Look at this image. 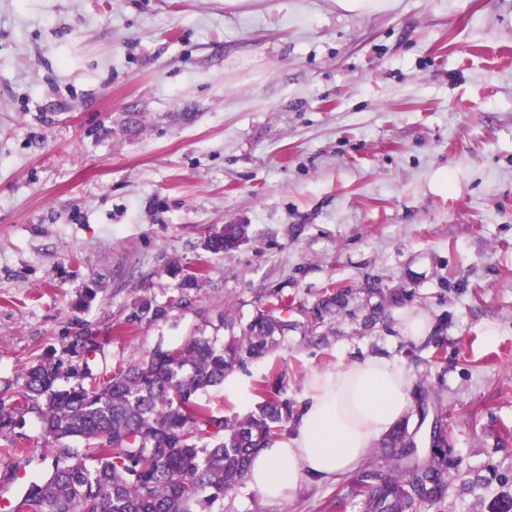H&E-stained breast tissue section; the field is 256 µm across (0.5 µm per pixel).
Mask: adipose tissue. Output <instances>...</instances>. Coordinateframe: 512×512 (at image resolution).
Segmentation results:
<instances>
[{
	"label": "adipose tissue",
	"mask_w": 512,
	"mask_h": 512,
	"mask_svg": "<svg viewBox=\"0 0 512 512\" xmlns=\"http://www.w3.org/2000/svg\"><path fill=\"white\" fill-rule=\"evenodd\" d=\"M411 376L394 357L364 354L310 374L292 432L256 453L247 483L266 499H289L303 479L354 471L406 414Z\"/></svg>",
	"instance_id": "adipose-tissue-1"
}]
</instances>
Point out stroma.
Segmentation results:
<instances>
[{"label": "stroma", "instance_id": "obj_1", "mask_svg": "<svg viewBox=\"0 0 512 512\" xmlns=\"http://www.w3.org/2000/svg\"><path fill=\"white\" fill-rule=\"evenodd\" d=\"M227 224L248 241L206 251ZM279 297L286 336L211 407L254 410L277 375L297 406L384 352L415 438L448 408L442 512L512 492V0H0V397L46 350L115 372ZM349 480L212 512H328Z\"/></svg>", "mask_w": 512, "mask_h": 512}]
</instances>
